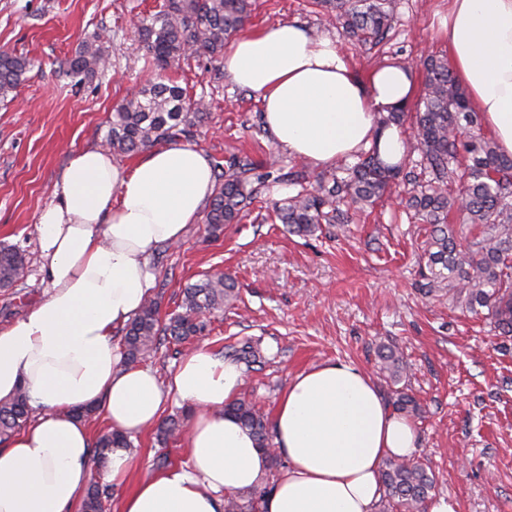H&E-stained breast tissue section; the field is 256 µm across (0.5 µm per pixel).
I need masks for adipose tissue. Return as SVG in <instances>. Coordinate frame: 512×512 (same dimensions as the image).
I'll use <instances>...</instances> for the list:
<instances>
[{
    "label": "adipose tissue",
    "instance_id": "obj_1",
    "mask_svg": "<svg viewBox=\"0 0 512 512\" xmlns=\"http://www.w3.org/2000/svg\"><path fill=\"white\" fill-rule=\"evenodd\" d=\"M447 26L456 79L500 152L512 155V0H450ZM224 72L258 95L266 126L291 156L318 168L371 145L385 163L403 156L398 131L379 129L377 117L410 103L417 75L407 64L361 79L335 39L293 22L236 39ZM213 189L207 158L186 143L146 151L129 166L99 147L70 157L38 217L48 295L0 328V399L23 387L39 410L0 448V512H75L92 452L87 424L72 410L88 404L128 434L155 423L166 396L192 409L187 465L134 481L117 512H224L227 497L265 482L275 456L285 466L262 512H376L383 461L417 451L411 421L351 363L289 382L269 448L224 412L243 386L237 362L197 348L165 387L151 369L121 367L112 335L151 294V255L184 237Z\"/></svg>",
    "mask_w": 512,
    "mask_h": 512
}]
</instances>
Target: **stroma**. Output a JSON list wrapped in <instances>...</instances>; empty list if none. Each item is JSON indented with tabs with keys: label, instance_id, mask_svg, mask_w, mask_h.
Here are the masks:
<instances>
[{
	"label": "stroma",
	"instance_id": "1",
	"mask_svg": "<svg viewBox=\"0 0 512 512\" xmlns=\"http://www.w3.org/2000/svg\"><path fill=\"white\" fill-rule=\"evenodd\" d=\"M158 3L0 0V51L32 63L14 98L0 101V243L20 246L27 261L24 279L0 290L1 327L46 296L38 215L70 156L101 146L113 104L144 86L133 24ZM447 20L448 0H396L387 37L362 45L326 21L313 0H259L248 27L297 21L336 37L364 78L387 59L447 56ZM99 32L109 39V68L71 87L56 73L58 60ZM170 77L205 92L212 103L195 146L211 162L248 158L259 196L219 237L199 221L180 244L157 248L152 296L161 313L176 310L182 288L204 274L234 275L239 298L214 321L203 344L221 358L227 345L260 340L264 362L245 369L241 393L270 416L296 374L330 361L364 369L383 398H391L393 384L378 375L377 347L395 344L411 366L404 384L423 409L412 421L419 438L415 457L436 474V497L453 499L458 512H512V348H501L484 317L451 309L447 295H420L418 258L426 233L406 213V186L392 187L346 228L333 224L307 238L288 235L275 222L272 204L293 194L289 171H303L312 182L321 169L289 155L271 133H258V96L230 78L215 79L207 59L189 60ZM131 441L135 469L131 481L114 486L116 502L134 481L158 472L154 427Z\"/></svg>",
	"mask_w": 512,
	"mask_h": 512
}]
</instances>
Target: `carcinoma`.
<instances>
[{
  "instance_id": "obj_1",
  "label": "carcinoma",
  "mask_w": 512,
  "mask_h": 512,
  "mask_svg": "<svg viewBox=\"0 0 512 512\" xmlns=\"http://www.w3.org/2000/svg\"><path fill=\"white\" fill-rule=\"evenodd\" d=\"M329 18L345 32L367 43L382 40L391 28L393 0H316ZM256 0H162L157 9L139 17L135 36L145 66L156 76L132 97L117 101L105 146L114 154H135L159 143L194 138L210 111L206 96L163 81V74L191 58H207L214 72L224 76L221 57L224 43L245 30ZM109 57L101 36L81 44L75 55L60 62L62 74L81 85L103 72ZM425 92L417 104L413 141L397 164L383 163L372 147L358 155L352 166L340 165L307 188L300 171L288 172V181L300 187L294 195L274 203L273 215L290 234L308 237L324 224H346L348 210L363 213L402 181L412 186L407 208L421 224L428 225L425 265L420 269V292L426 298L448 293V305L463 314L485 315L502 346L512 341V156L501 153L494 140L472 129L478 113L448 67V61L429 56ZM28 58L0 52V99L14 94L30 70ZM219 169L204 223L217 236L226 224L238 222L253 203L254 189L246 174L251 163L231 159ZM26 256L17 246H0V288L23 280ZM238 298L235 279L215 271L183 290L181 310L164 319L158 303L148 299L121 329L122 363L133 365L170 339L186 343L209 331L212 319ZM380 373L393 384L404 380L410 366L396 346L378 345ZM232 357L250 366L264 359L249 339L233 347ZM393 409L406 416L421 412L415 396L394 391ZM226 411L249 428L262 448L271 447L266 413L244 397ZM37 415L21 387L0 400V443L10 440ZM129 436L109 431L92 445L93 461L100 465L114 448H129ZM384 488L378 512H425L435 490L434 475L415 458H388L383 464ZM112 486L90 481L82 512H104ZM255 496L227 498L224 512H259Z\"/></svg>"
}]
</instances>
